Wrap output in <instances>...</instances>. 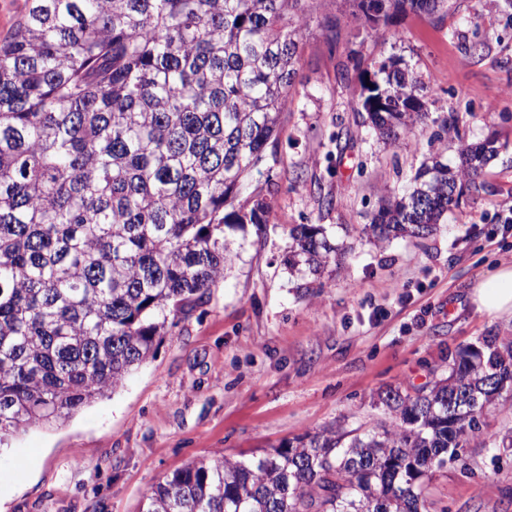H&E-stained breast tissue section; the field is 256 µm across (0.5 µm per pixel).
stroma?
<instances>
[{
    "mask_svg": "<svg viewBox=\"0 0 512 512\" xmlns=\"http://www.w3.org/2000/svg\"><path fill=\"white\" fill-rule=\"evenodd\" d=\"M301 25L276 155L251 178L271 203L266 226L237 235L223 280L114 393L0 442V512H140L188 462L389 422L383 392L431 384L461 349L512 336L511 317L471 302L478 281L512 263V9L446 0L375 27L357 0H314ZM392 56L423 82L429 112L394 142L362 124L366 73ZM489 139L498 152L482 192L434 234L355 237L432 153L458 171L462 147ZM288 224L323 225L345 247L303 288L285 264ZM429 488L430 512H512V401L483 413L462 460Z\"/></svg>",
    "mask_w": 512,
    "mask_h": 512,
    "instance_id": "1",
    "label": "stroma"
}]
</instances>
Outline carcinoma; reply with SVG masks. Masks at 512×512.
Here are the masks:
<instances>
[{"label": "carcinoma", "instance_id": "1", "mask_svg": "<svg viewBox=\"0 0 512 512\" xmlns=\"http://www.w3.org/2000/svg\"><path fill=\"white\" fill-rule=\"evenodd\" d=\"M308 0H31L0 43V440L70 417L152 356L169 315L203 302L267 223L250 189L274 155ZM444 0H358L366 22ZM370 128L425 123L424 86L373 65ZM484 145L465 147L457 197L441 155L360 234L427 236L477 192ZM288 270L320 275L344 247L287 227ZM512 391V338L457 353L446 376L383 399L390 427H326L247 460L174 470L141 512H428L431 475L462 457Z\"/></svg>", "mask_w": 512, "mask_h": 512}]
</instances>
